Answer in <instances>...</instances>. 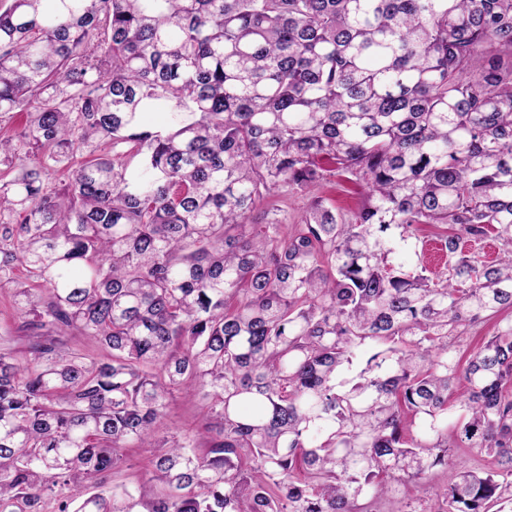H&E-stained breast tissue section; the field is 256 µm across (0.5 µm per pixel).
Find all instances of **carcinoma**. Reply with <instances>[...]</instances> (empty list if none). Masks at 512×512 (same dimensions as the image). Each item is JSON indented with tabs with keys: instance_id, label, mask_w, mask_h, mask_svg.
Returning a JSON list of instances; mask_svg holds the SVG:
<instances>
[{
	"instance_id": "1",
	"label": "carcinoma",
	"mask_w": 512,
	"mask_h": 512,
	"mask_svg": "<svg viewBox=\"0 0 512 512\" xmlns=\"http://www.w3.org/2000/svg\"><path fill=\"white\" fill-rule=\"evenodd\" d=\"M18 112L0 285L33 357L0 352V512H512V319L461 354L512 311V0H0ZM336 175L350 217L258 221ZM183 391L205 430L157 437ZM126 448L159 491L107 487ZM435 232L434 228L426 227L419 233V237L425 241V249L429 257L428 268L436 273H441L445 271L446 259L442 256L441 251L438 250L440 245L435 238ZM434 249L437 252L436 254L433 252ZM506 316L510 318L512 313L504 312L496 317L484 319L483 321L477 323L474 327L469 328L464 335L467 336L465 344L471 348L474 347L477 343L483 341L485 338H487V336H492L495 332V326L497 322ZM63 349L69 353H77L87 358H103L106 352L100 346L91 341L87 336L82 335L76 330L70 331L62 337Z\"/></svg>"
}]
</instances>
